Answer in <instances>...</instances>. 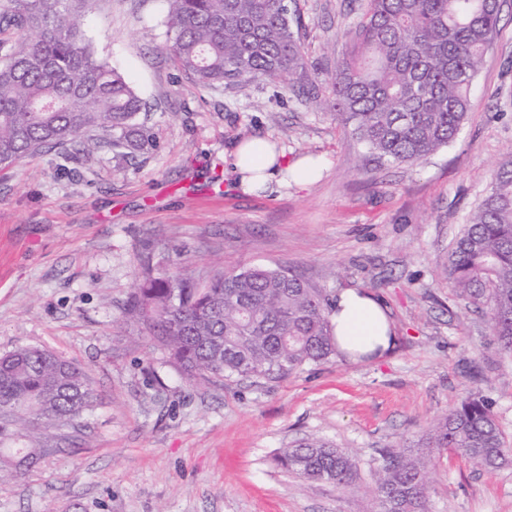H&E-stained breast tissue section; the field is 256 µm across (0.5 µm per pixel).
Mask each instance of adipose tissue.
Listing matches in <instances>:
<instances>
[{
  "mask_svg": "<svg viewBox=\"0 0 512 512\" xmlns=\"http://www.w3.org/2000/svg\"><path fill=\"white\" fill-rule=\"evenodd\" d=\"M231 157L235 186L245 194L256 193L279 174L290 177L295 185L305 186L323 172L321 159L305 157L288 161L261 138L236 145ZM331 319L336 326L337 348L348 359L381 357L390 353L396 343L382 304L366 293L348 289L337 294Z\"/></svg>",
  "mask_w": 512,
  "mask_h": 512,
  "instance_id": "1",
  "label": "adipose tissue"
}]
</instances>
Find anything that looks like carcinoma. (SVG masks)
<instances>
[{
  "label": "carcinoma",
  "instance_id": "cac0c4a2",
  "mask_svg": "<svg viewBox=\"0 0 512 512\" xmlns=\"http://www.w3.org/2000/svg\"><path fill=\"white\" fill-rule=\"evenodd\" d=\"M168 45L181 70L205 86L258 79L319 102L379 161L416 163L459 133L485 49L499 32L495 0H368L348 60L319 96L288 0H168ZM94 0H0V169L24 157L77 146L133 150L149 141L138 122L146 104L96 57L84 29ZM448 278L468 304L486 309L498 343L512 350V159L491 177L448 255ZM323 289L264 266L154 276L129 313L157 336L187 380L279 379L336 353ZM98 394L81 367L23 347L0 355V484L56 452L43 426L76 429ZM497 469L512 448L487 400L470 395L406 452L384 450L375 491L385 512H426L436 454ZM280 465L307 482L352 485L358 461L312 439L284 449Z\"/></svg>",
  "mask_w": 512,
  "mask_h": 512
}]
</instances>
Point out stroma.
Returning a JSON list of instances; mask_svg holds the SVG:
<instances>
[{"label":"stroma","instance_id":"1","mask_svg":"<svg viewBox=\"0 0 512 512\" xmlns=\"http://www.w3.org/2000/svg\"><path fill=\"white\" fill-rule=\"evenodd\" d=\"M308 63L333 71L367 0H288ZM168 0H96L86 32L146 102L152 144L41 152L0 171V354L37 346L78 363L99 395L77 435L0 486V512H382L370 465L471 394L512 444V352L485 311L455 296L445 262L498 165L512 155V0H500L466 120L414 164L370 160L332 113L267 81L204 86L166 49ZM263 136L289 160L322 156L305 188L232 187L229 154ZM156 273L261 265L335 298L380 300L396 345L332 355L281 379H182L129 315ZM323 439L359 462L354 487L305 482L282 448ZM428 512H512V464L445 455Z\"/></svg>","mask_w":512,"mask_h":512}]
</instances>
